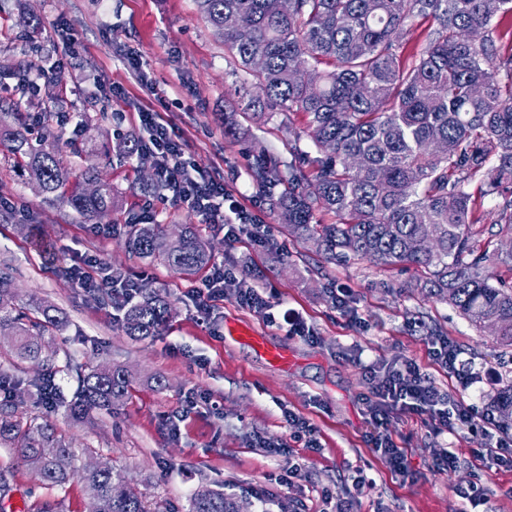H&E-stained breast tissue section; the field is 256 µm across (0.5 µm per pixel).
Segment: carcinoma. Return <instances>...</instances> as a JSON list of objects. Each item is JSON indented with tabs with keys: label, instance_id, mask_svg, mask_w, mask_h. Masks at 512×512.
I'll list each match as a JSON object with an SVG mask.
<instances>
[{
	"label": "carcinoma",
	"instance_id": "obj_1",
	"mask_svg": "<svg viewBox=\"0 0 512 512\" xmlns=\"http://www.w3.org/2000/svg\"><path fill=\"white\" fill-rule=\"evenodd\" d=\"M293 2L285 15L279 0H196L224 42V54L255 84L241 100L242 113L267 121L294 112L305 116L304 133L317 156H300L313 168L314 184L295 163L264 154L253 174L268 190L270 206L330 261L414 267L420 272L414 287L447 302L479 330L495 324L496 343L512 349V285H494L485 274L490 254L477 247L474 226L484 218L487 193L471 188L490 161L489 187L512 184V44L503 46L493 25L496 16L512 13V0ZM417 19L433 25L406 56L405 35ZM23 125L19 112L12 124L0 118V145L23 161L47 201L62 200L90 219L112 211L110 183L85 194L82 183L99 174L87 169L69 182L54 145L32 142ZM112 151L125 161L147 160L132 133ZM281 181L288 190L273 193ZM317 210L336 221H314ZM494 223L512 236V194L497 203ZM127 228L126 246L144 258L181 271L211 261L205 241L189 227L177 250L157 224L134 216ZM425 236L436 240V248L420 253L414 244ZM114 308L127 335L138 340L158 335L171 317L167 298L149 283ZM65 325L51 305L18 303L11 273L0 269V331L9 333L8 353L39 370L38 379L13 388L0 403V444L17 449L49 488L80 480L89 512H151L111 468H73L67 442L23 410L29 402L45 415L64 407L80 420L112 409L128 391L127 370L110 362L78 373L71 398L56 391L57 351L46 336ZM494 407L512 417L511 378ZM238 510L237 497L219 486L194 495L188 512Z\"/></svg>",
	"mask_w": 512,
	"mask_h": 512
}]
</instances>
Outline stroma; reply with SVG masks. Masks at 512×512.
Masks as SVG:
<instances>
[{
	"mask_svg": "<svg viewBox=\"0 0 512 512\" xmlns=\"http://www.w3.org/2000/svg\"><path fill=\"white\" fill-rule=\"evenodd\" d=\"M143 62L137 82L127 58ZM50 62L51 83L27 93L14 87L27 65ZM104 81L93 93L92 77ZM244 75L224 54V44L200 17L195 0H0V113L19 112L31 137L52 132L64 166L72 173L96 167L111 182L114 206L103 221H88L67 204H47L26 171L0 146V265L13 270L22 301L38 299L66 312L69 323L54 338L64 372V394L77 387L78 372L112 361L131 373L126 397L112 412L72 422L56 410L47 422L70 446L79 464L102 463L124 474L153 512H186L193 493L224 485L247 512H324L326 501L345 496L346 512H469L459 492L478 485L485 512H512V469L486 468L477 459L488 440L480 424L435 434L424 417L391 420L396 444L405 448L409 476H394L389 462L368 442L363 399L370 382L361 363L415 361L433 384L454 399L481 409L492 405L503 379L512 377V349L498 347L448 303L415 288L411 270L381 269L365 260L330 263L312 241L290 235L263 199L253 167L260 152L291 161L292 149L312 150L302 115L286 125H265L238 110ZM50 118L36 124L37 113ZM144 109L167 113L186 142L185 157L201 173L224 181L242 203L259 200L273 244L236 242L220 226L203 223L186 206L145 197L135 166L105 155L116 133L138 132ZM237 121L236 136L224 124ZM149 217L169 235L198 228L214 261L239 268L224 281V296L208 322H200L194 286L204 274H185L127 250L128 216ZM130 278L148 277L167 296L172 315L158 336L136 341L125 334L110 301L80 292L61 273L81 255ZM259 275L274 292L273 309L240 304L241 273ZM348 289L352 316L332 302ZM294 311L315 331L317 343L288 335L271 320ZM253 331L288 361L269 363L252 346L229 336L228 327ZM445 336L461 352L474 382L461 387L435 363L431 340ZM187 413L179 435H169L167 416ZM312 425L319 449L293 440L288 415ZM287 442L291 452L272 453ZM459 463L443 470L439 449ZM303 470L292 484L282 476ZM0 470L13 484L0 512H27L49 501L57 512H87L82 484L44 488L17 449L0 447Z\"/></svg>",
	"mask_w": 512,
	"mask_h": 512,
	"instance_id": "35a3bbf8",
	"label": "stroma"
}]
</instances>
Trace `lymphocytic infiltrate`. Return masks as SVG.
Returning a JSON list of instances; mask_svg holds the SVG:
<instances>
[{"label":"lymphocytic infiltrate","mask_w":512,"mask_h":512,"mask_svg":"<svg viewBox=\"0 0 512 512\" xmlns=\"http://www.w3.org/2000/svg\"><path fill=\"white\" fill-rule=\"evenodd\" d=\"M138 118L140 126L149 134L147 147L160 160L162 180L176 188L173 196L175 203L191 205L206 217L208 223L225 224V235L229 239L236 240L244 235L258 246L268 242L266 225L256 223L248 208L222 182L195 174L185 159L180 132L162 113L143 110ZM220 197L228 204L230 220H223L213 205L214 199ZM69 273L78 288L88 292L128 296L136 290L135 283L112 279L93 256L83 257L81 264L70 266ZM365 370L375 377V385L366 399V414L371 426L369 443L374 453L388 460L394 473H406V457L403 449L393 441L387 425L391 415L404 412L427 415L431 425L439 432H451L456 426L481 419L491 440L484 455L485 460L493 461L498 466H512V440L499 436L494 415H477L473 407L451 400L448 394L442 393L430 382L415 362L405 360L384 370L370 363Z\"/></svg>","instance_id":"f902f5d3"}]
</instances>
